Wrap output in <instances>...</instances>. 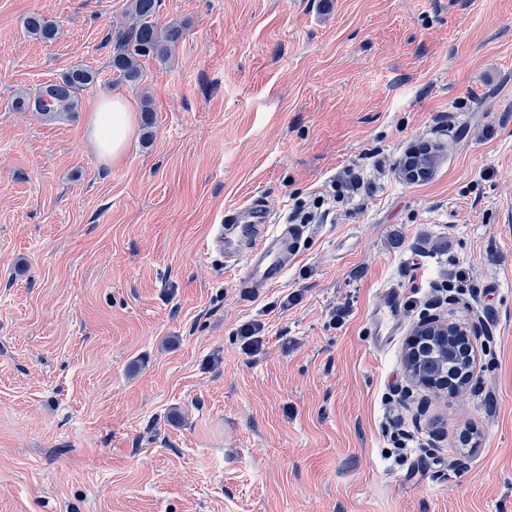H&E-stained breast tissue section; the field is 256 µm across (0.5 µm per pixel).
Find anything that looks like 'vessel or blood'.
Returning <instances> with one entry per match:
<instances>
[{
    "instance_id": "b4317fda",
    "label": "vessel or blood",
    "mask_w": 512,
    "mask_h": 512,
    "mask_svg": "<svg viewBox=\"0 0 512 512\" xmlns=\"http://www.w3.org/2000/svg\"><path fill=\"white\" fill-rule=\"evenodd\" d=\"M307 230L303 224H272L264 204H251L226 211L222 224L203 245L204 253H223L226 262L241 267L239 287L246 290L277 285L297 255V246ZM401 292L386 289L378 296L370 315V333L375 346L387 347L397 335Z\"/></svg>"
}]
</instances>
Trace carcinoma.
I'll use <instances>...</instances> for the list:
<instances>
[{
  "instance_id": "obj_1",
  "label": "carcinoma",
  "mask_w": 512,
  "mask_h": 512,
  "mask_svg": "<svg viewBox=\"0 0 512 512\" xmlns=\"http://www.w3.org/2000/svg\"><path fill=\"white\" fill-rule=\"evenodd\" d=\"M159 0H128L125 11L126 25L112 34V57L109 65L116 80L138 84L143 79L142 60L152 58L169 60L185 34L184 25L173 22L160 28L154 22ZM26 31L41 41H52L57 34L56 24L38 13L25 21ZM99 72L89 66H72L60 77L41 86L37 92L21 94L14 98L11 106L16 110L37 112L56 119L64 114L79 111L81 94L95 86ZM427 344L418 349L414 361L418 372L436 384H448L455 378L454 389L468 384L469 359L466 343L461 336H450L445 340L425 338Z\"/></svg>"
}]
</instances>
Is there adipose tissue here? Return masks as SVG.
Instances as JSON below:
<instances>
[{
  "label": "adipose tissue",
  "mask_w": 512,
  "mask_h": 512,
  "mask_svg": "<svg viewBox=\"0 0 512 512\" xmlns=\"http://www.w3.org/2000/svg\"><path fill=\"white\" fill-rule=\"evenodd\" d=\"M91 126L101 158L115 159L128 146L134 133V107L120 96L100 100L92 109Z\"/></svg>",
  "instance_id": "ef3b65f1"
}]
</instances>
